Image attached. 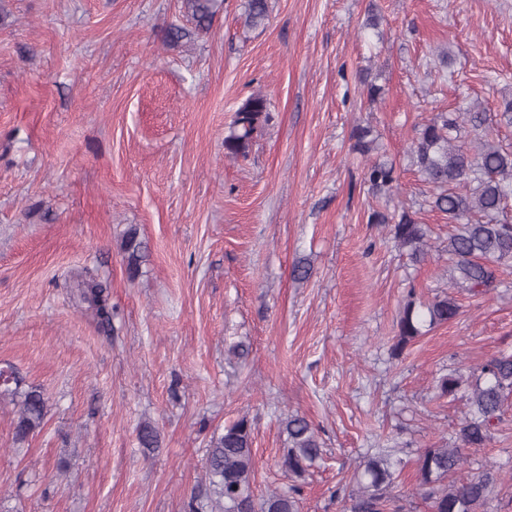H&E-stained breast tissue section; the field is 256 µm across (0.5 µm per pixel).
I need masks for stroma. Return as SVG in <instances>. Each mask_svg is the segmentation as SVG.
Returning <instances> with one entry per match:
<instances>
[{
  "label": "stroma",
  "instance_id": "obj_1",
  "mask_svg": "<svg viewBox=\"0 0 512 512\" xmlns=\"http://www.w3.org/2000/svg\"><path fill=\"white\" fill-rule=\"evenodd\" d=\"M271 6L254 29L243 0H225L200 33L181 0H0V369L48 406L18 444L0 398V512H189L213 434L243 416L255 496L297 484L300 512H342L359 462L393 447L406 463L395 494L428 512L413 462L462 409L437 380L512 353V266L489 296L456 293V319L391 358L407 294L432 299L448 275L436 253L411 265L368 216L408 208L446 246L448 217L407 156L435 113L479 108L512 149L498 118L512 100V0ZM364 71L382 99L368 100ZM257 92L271 119L247 156L226 158L235 111ZM359 124L396 162L390 197L369 192L350 151ZM86 270L110 285L111 330L77 297ZM290 414L324 443L298 483L281 469ZM146 423L157 447L138 440ZM487 464L512 472V406L465 472ZM123 252L125 255L126 269L130 279H134L138 273L142 258V242L138 239L136 228H130L123 240Z\"/></svg>",
  "mask_w": 512,
  "mask_h": 512
}]
</instances>
